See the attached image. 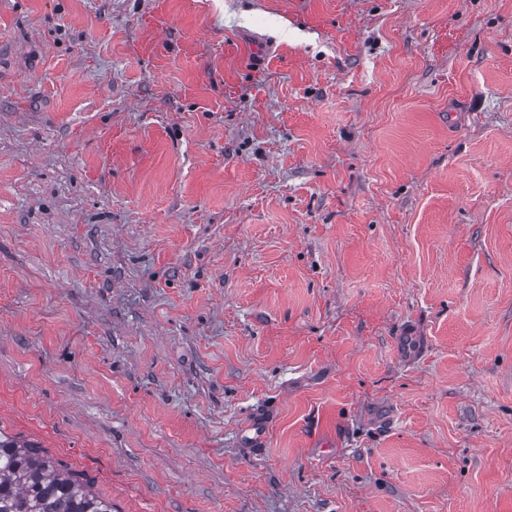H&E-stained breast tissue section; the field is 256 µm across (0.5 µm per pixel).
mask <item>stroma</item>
<instances>
[{
  "label": "stroma",
  "mask_w": 512,
  "mask_h": 512,
  "mask_svg": "<svg viewBox=\"0 0 512 512\" xmlns=\"http://www.w3.org/2000/svg\"><path fill=\"white\" fill-rule=\"evenodd\" d=\"M0 431L114 512H512V0H0ZM398 344L401 355L412 358L420 349L425 348L426 338L418 330L408 328L401 332Z\"/></svg>",
  "instance_id": "obj_1"
}]
</instances>
